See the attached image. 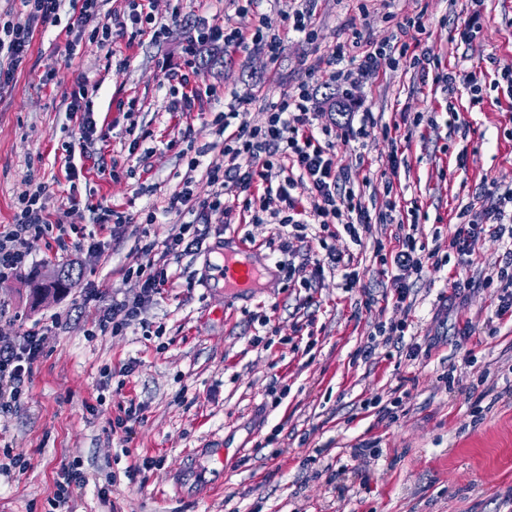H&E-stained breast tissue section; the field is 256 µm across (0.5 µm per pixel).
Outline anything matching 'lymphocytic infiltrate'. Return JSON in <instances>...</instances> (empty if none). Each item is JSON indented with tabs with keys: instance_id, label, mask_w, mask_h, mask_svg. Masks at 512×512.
I'll return each instance as SVG.
<instances>
[{
	"instance_id": "f902f5d3",
	"label": "lymphocytic infiltrate",
	"mask_w": 512,
	"mask_h": 512,
	"mask_svg": "<svg viewBox=\"0 0 512 512\" xmlns=\"http://www.w3.org/2000/svg\"><path fill=\"white\" fill-rule=\"evenodd\" d=\"M27 12L30 25L15 23L12 11L0 12V89L12 83L17 71L25 66L35 25L64 26L68 39L64 45L67 57H74L77 42L72 35L90 32L102 45H110L115 38L125 35L138 38L152 35L153 39L166 37L170 24L187 28L189 36L183 51V71L169 70L164 80L169 86L181 87L180 98L174 101L177 112L194 111L197 103L214 98L215 86L199 82L201 73L199 49L205 45H252L266 49L271 59H278L281 50L279 34L273 33L267 17H260L259 25L251 34L239 28L209 21L195 13L188 14L174 9L170 24L157 23L150 0H130L128 21L107 22L101 17V0H20ZM68 11V19H61V11ZM360 31H353L350 46H338L336 55L325 67H312L307 78L295 88L264 105V122L248 127L232 123L231 113L218 118V132L222 138L224 162L206 167V179L211 187L203 198L194 196L188 185L193 171L205 156V149L198 148L188 162L185 189L172 194L163 213L182 218L178 235L164 241L143 240L140 246L141 263L135 270L140 280V292L131 299L113 300L95 322L99 330L119 332L142 323L147 303L152 302L164 288L172 283L174 274L168 262L176 256L201 248L208 234L207 226L213 215H221L223 223L231 224L237 212H249L257 208L268 213L273 223L291 227L294 238L308 242L309 226L317 224L321 229L332 225L342 226L352 239H359L361 230L372 221L392 219L396 210L394 202H387L384 211L371 213L368 206L357 200L348 188L347 169L336 164L337 143L358 137L352 121H335L333 126L313 130L314 89L312 78L326 75L338 90H346L356 78L374 72L379 59H388L392 66H399L409 53L408 43L389 42L361 51ZM87 77H80L68 96L67 110L78 120L77 128L64 129L61 148L67 161L66 176L69 182L79 181L83 174L75 163L77 148L87 147L94 139L97 122L94 114L84 105L88 92ZM308 183L310 201L308 207H299L288 188L295 181ZM47 187L44 183L31 185L22 191L15 203L12 222L0 231V281L13 277L28 261V255L20 244L28 238L54 236L59 250H68L69 230L64 219L49 220L41 203ZM512 196L500 199L497 206L484 210L482 220H470L455 225L448 240L447 252L439 248H427L417 242L413 234L399 237L398 247L389 254L393 270L392 284L397 305H404L410 297L411 277L421 275L425 266L441 267L451 259L468 263L476 252L481 238H508L512 240V212L508 204ZM350 260L345 254L320 242L313 253L312 265L289 266V276L298 277L302 286H311L323 278L325 269L341 270L346 280H353L349 271ZM42 353L39 330L31 329L19 341L0 345V417H8L18 407L26 380L33 364Z\"/></svg>"
}]
</instances>
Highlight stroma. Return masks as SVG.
<instances>
[{
  "mask_svg": "<svg viewBox=\"0 0 512 512\" xmlns=\"http://www.w3.org/2000/svg\"><path fill=\"white\" fill-rule=\"evenodd\" d=\"M154 2L160 23H169L176 6L201 10L198 0ZM302 4H258L282 39L277 62L230 45L203 66V79L221 96L205 102L203 119L173 111L161 84L165 67L182 62L183 28L171 26L161 41L146 35L103 46L86 38L72 60L63 40L35 31L27 65L0 91V230L34 178L48 187L46 212L66 216L103 248L63 253L30 239L22 245L27 266L0 282V341H16L32 327L42 333L27 395L0 418V451L28 463L0 473V512H48L61 470L75 460L90 483L73 492L67 512H512V320L489 335L497 293L480 283L504 245L489 237L472 265L426 269L402 310L390 294L391 268L375 252L379 244L397 248L403 223L425 243L447 245L454 224L512 192V94L501 79L512 71V0H484L476 17L465 0H318L312 41L288 31ZM204 13L246 32L255 23L238 14L235 0H214ZM418 14L427 31L407 32L411 51L430 54L441 72H456L457 82L450 89L409 63L394 70L382 63L353 87L349 111L371 112L375 122L361 138L337 143L336 163L348 168L366 205L389 194L397 204L394 223L370 224L361 243L342 231L330 238L352 255L353 283L337 272L312 288L288 281L285 265L301 264L304 254L287 228L213 223L201 250L171 260L174 282L147 308L146 319L162 326V335L140 328L91 335L113 298L140 291L137 279L124 275L139 260V238L162 240L179 225L162 214L153 224L102 229L85 208H70L59 139L68 121L64 97L80 75L96 85L90 107L97 134L79 194L132 214L148 207L162 213L187 169L164 147L174 134L190 129L195 146L210 148L205 163H222L213 121L219 112L233 108L238 124L259 123L263 97L291 90L352 28L384 43L397 22ZM468 22L478 33L464 44L457 29ZM132 105L134 120L154 132L134 151V120L126 118ZM418 114L424 120L412 126ZM394 145L405 158L395 173L387 166ZM114 160L115 181L97 171L98 163ZM230 234L259 246L277 267L270 288L256 297L224 296L213 249ZM282 239L289 252L281 251ZM61 265L72 266L76 286L32 305L31 284ZM390 318L406 320L428 355L409 359L405 348L376 335L378 322ZM366 348L370 357H361ZM275 390L283 394L277 402ZM399 390L410 397L398 419L379 421L373 400H393ZM132 405L138 413L131 432L112 431ZM217 446L224 450L223 481L201 497L178 496L173 474L195 449ZM147 458L158 466L143 468ZM130 466L140 469L133 481L125 475Z\"/></svg>",
  "mask_w": 512,
  "mask_h": 512,
  "instance_id": "stroma-1",
  "label": "stroma"
}]
</instances>
